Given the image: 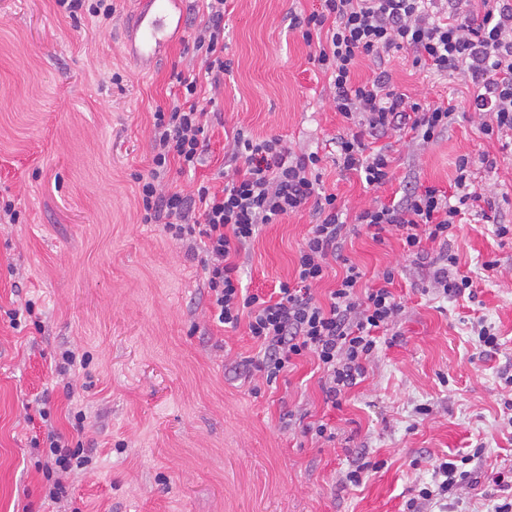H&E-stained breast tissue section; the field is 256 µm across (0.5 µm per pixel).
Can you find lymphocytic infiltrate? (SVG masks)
I'll use <instances>...</instances> for the list:
<instances>
[{
  "mask_svg": "<svg viewBox=\"0 0 512 512\" xmlns=\"http://www.w3.org/2000/svg\"><path fill=\"white\" fill-rule=\"evenodd\" d=\"M227 3L202 0L205 19L193 42L202 67L178 76V94L152 114V167L137 180L142 221L162 225L171 239L200 244L210 314L230 328L247 321L263 353L252 366L266 383H275L297 359L310 355L323 371L327 400L334 402L363 378L378 331L395 322L402 306L391 290V267L380 284L365 289L360 269L348 265L326 302L316 299L314 289L331 262L340 259L346 234L337 196L322 186L318 153H297L280 138L256 139L239 130L227 144L222 187L167 186L171 168L189 172L203 162L205 132L214 114L199 102L200 83L216 88L224 76ZM290 25L313 46L310 60L327 77L332 106L348 124L332 139L335 162L367 186L379 188L393 178L388 155L373 148L372 140L393 131L427 143L455 116L453 105L424 106L396 91L382 67L389 51H406L413 67L423 71L462 75L473 89L481 133L489 138L512 133V0H323L320 11L293 17ZM365 59L375 65L373 76L355 81ZM456 167L453 194L427 186L395 204L365 208L358 223L378 242L384 233H397L413 254L425 243L447 242L463 216H485L489 201L472 181L471 159L461 156ZM308 205L318 222L298 250L293 282L280 283L267 295L244 291L238 257L263 225ZM46 442V470L89 467L90 457L62 433L48 431Z\"/></svg>",
  "mask_w": 512,
  "mask_h": 512,
  "instance_id": "obj_1",
  "label": "lymphocytic infiltrate"
}]
</instances>
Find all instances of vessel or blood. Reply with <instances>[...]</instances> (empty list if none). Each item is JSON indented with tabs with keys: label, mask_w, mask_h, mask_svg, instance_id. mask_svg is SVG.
<instances>
[{
	"label": "vessel or blood",
	"mask_w": 512,
	"mask_h": 512,
	"mask_svg": "<svg viewBox=\"0 0 512 512\" xmlns=\"http://www.w3.org/2000/svg\"><path fill=\"white\" fill-rule=\"evenodd\" d=\"M182 5L183 0H133L134 24L127 53L134 61L148 66L163 56L172 28L183 25Z\"/></svg>",
	"instance_id": "obj_1"
}]
</instances>
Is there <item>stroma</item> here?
Wrapping results in <instances>:
<instances>
[{
	"instance_id": "1",
	"label": "stroma",
	"mask_w": 512,
	"mask_h": 512,
	"mask_svg": "<svg viewBox=\"0 0 512 512\" xmlns=\"http://www.w3.org/2000/svg\"><path fill=\"white\" fill-rule=\"evenodd\" d=\"M115 4L102 24L83 11L66 16L54 0H0V200L19 213L17 223H0V512H492L511 498L495 479L512 466V386L504 383L512 376V236L497 238L484 221L457 228L448 249L474 296L454 301L430 284L438 244L411 255L398 235L379 243L354 222L368 203L417 187L449 190L466 155L497 221L512 226V146L479 132L470 85L390 52L396 89L423 103L451 102L455 121L425 144L385 134L394 179L365 188L333 161L329 141L347 124L311 47L288 29L289 14L319 10L320 0L228 4L227 69L214 105L221 119L205 133L204 164L170 181L221 185L225 144L239 129L319 153L324 187L349 224L344 259L316 297L327 298L350 262L367 287L394 268L403 307L365 379L335 406L313 356L273 386L247 372L257 346L246 324L231 329L210 318L201 251L142 223L136 178L151 169L152 114L178 93L177 74L200 68L192 45L203 15L198 0H184L170 54L144 72L123 53L129 6ZM485 155L493 167L482 164ZM316 222L306 207L262 228L240 258L249 292L293 281ZM29 302L38 322L12 326L10 312ZM483 326L499 350L480 345ZM69 348L85 368L61 371ZM76 407L87 415L79 434ZM318 420L333 427V439L305 433ZM51 428L80 437L92 470L41 468ZM436 461L456 464L462 481L427 501L419 492ZM355 469L357 485L346 479ZM58 480L67 495L54 503L48 491Z\"/></svg>"
}]
</instances>
